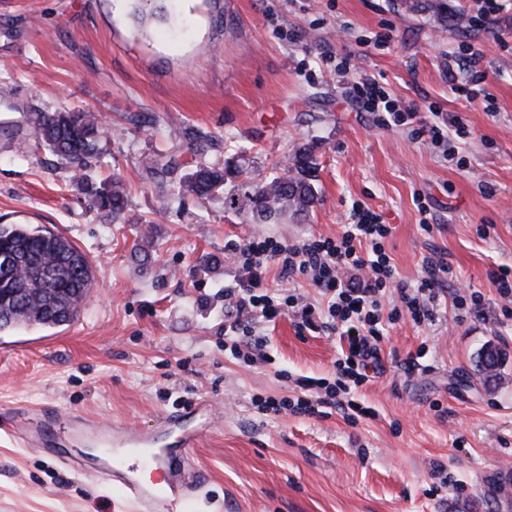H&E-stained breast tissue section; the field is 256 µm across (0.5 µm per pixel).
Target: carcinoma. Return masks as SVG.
<instances>
[{"label":"carcinoma","instance_id":"cac0c4a2","mask_svg":"<svg viewBox=\"0 0 512 512\" xmlns=\"http://www.w3.org/2000/svg\"><path fill=\"white\" fill-rule=\"evenodd\" d=\"M102 127L85 111L39 114L27 144L43 146L77 167L100 153ZM174 155L156 152L143 163L146 177L167 192H185L203 200L232 185L224 205L241 213L250 224H275L288 215H306L317 200L311 183V150L296 152L295 168L271 178L253 175L250 164L235 159L224 164L198 162L186 173ZM96 209L116 221L127 207L120 176L99 186L89 184ZM93 275L86 255L66 237L26 224H0V330L18 323L54 326L57 307L70 318L92 288Z\"/></svg>","mask_w":512,"mask_h":512}]
</instances>
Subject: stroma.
Returning a JSON list of instances; mask_svg holds the SVG:
<instances>
[{"label": "stroma", "mask_w": 512, "mask_h": 512, "mask_svg": "<svg viewBox=\"0 0 512 512\" xmlns=\"http://www.w3.org/2000/svg\"><path fill=\"white\" fill-rule=\"evenodd\" d=\"M435 2L171 0L160 19L152 0H0V224L63 234L94 278L73 322L0 332V416L142 429L207 404L194 512H512V319L490 277L512 266V0L486 29L471 22L480 0H447L444 15ZM379 32L391 36L382 50ZM348 53L421 117L432 104L462 116L471 133L454 158L416 139V121L377 128L357 111L339 75ZM476 71L487 97L471 102L455 88ZM83 109L110 130L87 168L22 149L38 114ZM306 144L317 201L278 224L245 223L220 194L159 195L142 176L163 150L190 164L243 156L267 178ZM116 175L128 203L115 224L85 185ZM356 202L392 226L402 279L416 282L431 256L453 280L433 323L389 326L355 395L373 417L267 413L257 398L332 377L341 343L284 315L266 331L271 363L225 351L230 247L255 232L336 236ZM462 286L483 297L479 315L457 303ZM489 344L504 354L491 379L478 363ZM0 512L135 510L116 486L0 434Z\"/></svg>", "instance_id": "stroma-1"}]
</instances>
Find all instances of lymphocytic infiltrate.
Returning <instances> with one entry per match:
<instances>
[{"mask_svg": "<svg viewBox=\"0 0 512 512\" xmlns=\"http://www.w3.org/2000/svg\"><path fill=\"white\" fill-rule=\"evenodd\" d=\"M362 108L375 113L379 127L398 126L417 109L391 99L375 76L358 75L354 82ZM350 222L333 237L311 236L288 243L254 234L234 245L233 260L241 272L236 286L225 289L224 346L237 359L267 360L257 329L289 314L299 329L312 328V306L295 291L269 287L268 272L278 267L283 279L310 281L324 298V331L337 334L347 349L336 360L334 379H295L297 398H265L263 410L329 416L340 411L350 421L372 416L355 394L378 360L387 323L400 317L423 323L433 317V304L453 278L451 267L427 261L416 283L401 280L388 250L392 228L363 204H353ZM392 308H385V301Z\"/></svg>", "mask_w": 512, "mask_h": 512, "instance_id": "lymphocytic-infiltrate-1", "label": "lymphocytic infiltrate"}]
</instances>
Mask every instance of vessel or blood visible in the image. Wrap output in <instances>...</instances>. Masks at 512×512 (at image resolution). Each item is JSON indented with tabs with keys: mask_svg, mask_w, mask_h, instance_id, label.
Wrapping results in <instances>:
<instances>
[{
	"mask_svg": "<svg viewBox=\"0 0 512 512\" xmlns=\"http://www.w3.org/2000/svg\"><path fill=\"white\" fill-rule=\"evenodd\" d=\"M200 418V424L186 428L176 419L163 416L152 428L143 430L95 423L75 416L69 422L72 439L97 442L104 456L116 448L130 449L136 455L134 466L115 468L87 462L74 454L63 455L60 461L78 473H88L118 486L140 512H187L197 487L204 481L203 476L188 465L189 455L205 428L212 423L209 411H202ZM0 431L34 448L46 446V428L38 423L23 427L16 418L5 417L0 419ZM137 467L162 471L164 477L154 485H146L134 477L133 470Z\"/></svg>",
	"mask_w": 512,
	"mask_h": 512,
	"instance_id": "1",
	"label": "vessel or blood"
}]
</instances>
